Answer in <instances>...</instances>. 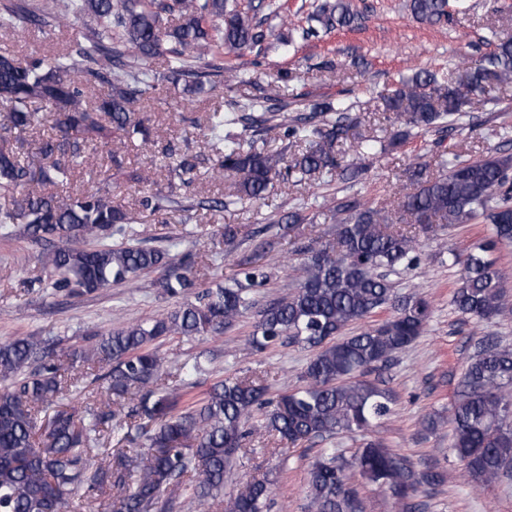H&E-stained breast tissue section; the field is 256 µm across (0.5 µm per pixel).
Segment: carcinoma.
<instances>
[{"label": "carcinoma", "instance_id": "obj_1", "mask_svg": "<svg viewBox=\"0 0 512 512\" xmlns=\"http://www.w3.org/2000/svg\"><path fill=\"white\" fill-rule=\"evenodd\" d=\"M413 18L427 25L448 21V0H408ZM314 20L327 31L357 20L347 0L323 3ZM82 23L75 48L51 51L22 63L0 52V106L8 121L0 125V236L20 235L43 245L40 264L51 294H96L116 284H135L158 274L151 286L185 301L162 317L139 320L95 333L72 352L77 360L105 366L93 382L105 397L103 408L79 415L63 403L66 367L54 358L53 342L41 336L0 341V512H66L69 503L107 497L101 512H173L174 492L192 491L204 506L215 500L224 512H268L271 487L254 479L224 493L232 458L244 447L251 412L263 411L262 427L293 445L339 432L365 431L392 412L391 392L367 376L386 366L425 331L430 303L395 294L388 276L397 267L418 263L419 236L433 225L453 227L482 218L492 239L465 257L451 303L466 321L480 322L505 313L500 272L486 253L512 244V156L490 154L472 162H450L435 177L425 167L409 171L400 220L380 209L352 201L337 207L335 238L304 246L294 289L272 300L248 338L255 349L301 343L314 350L304 384L264 399V387L251 376L226 377L196 400L190 397L202 364L194 360L173 375L157 351L168 336L219 334L253 307L250 290L263 287L271 273L257 258L238 262V275L201 294L190 252L173 242L166 248L110 244L115 235L134 237L138 213L99 191L79 197L49 191L70 183L77 159L90 146L110 148L114 141L147 144L150 128L140 117L144 102L166 90L168 77L151 62L164 59L169 72L184 79L187 91L200 93L219 82L232 86L241 74L224 72V52L256 45L273 32L236 0H0V30L28 27L54 32ZM512 83V37L497 39L495 51L465 72L463 85L443 84L437 74L420 70L398 81L382 98L384 111L403 129L393 143L412 131L453 129L466 105L465 93ZM107 92H97V85ZM265 101L209 113L203 148L218 152L219 176L238 175L232 192L213 201L226 208L241 200H260L282 172L300 178L330 173L340 166L334 147L347 137L348 114L327 100L293 116L288 103ZM58 112L61 136L37 145L41 161L22 159L19 133L32 126L38 105ZM280 129L306 148L292 159L254 147L248 138ZM305 220L283 211L273 223L289 230ZM380 322L348 336V326L381 311ZM131 394L137 403L127 414L131 440L147 451L121 453L90 468L91 453L109 427L112 397ZM452 450L461 476L475 486L491 485L512 472V347L491 346L473 355L457 397L448 409ZM358 469L368 483L387 492L408 512L410 497L422 485L445 482L446 475L419 472L379 440H368L352 458L324 452L308 470L312 512H361L348 471ZM123 493L108 498L112 488Z\"/></svg>", "mask_w": 512, "mask_h": 512}]
</instances>
